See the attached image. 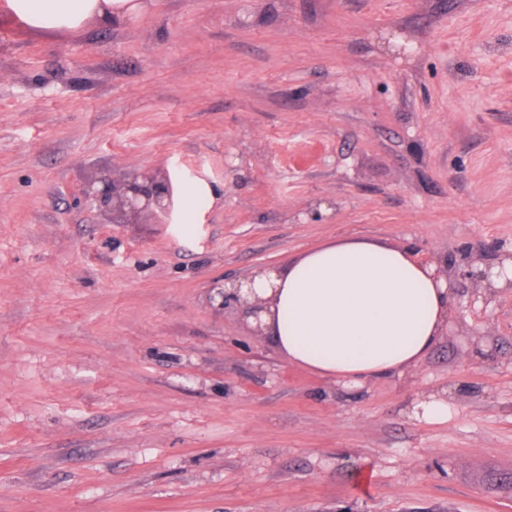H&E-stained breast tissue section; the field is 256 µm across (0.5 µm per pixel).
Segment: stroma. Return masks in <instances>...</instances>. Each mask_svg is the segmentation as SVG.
Returning a JSON list of instances; mask_svg holds the SVG:
<instances>
[{"mask_svg":"<svg viewBox=\"0 0 512 512\" xmlns=\"http://www.w3.org/2000/svg\"><path fill=\"white\" fill-rule=\"evenodd\" d=\"M148 167L211 185L199 223H105L90 176ZM359 239L451 288L360 393L208 302ZM511 254L512 0L0 5V512H512V288L466 275ZM11 8L36 27L78 29L90 17L106 23L143 11L137 0H10Z\"/></svg>","mask_w":512,"mask_h":512,"instance_id":"35a3bbf8","label":"stroma"}]
</instances>
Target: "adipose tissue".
<instances>
[{
    "label": "adipose tissue",
    "instance_id": "1",
    "mask_svg": "<svg viewBox=\"0 0 512 512\" xmlns=\"http://www.w3.org/2000/svg\"><path fill=\"white\" fill-rule=\"evenodd\" d=\"M36 27L80 28L143 11L141 0H10ZM263 330L291 364L354 390L403 374L435 345L450 288L435 266L371 240L331 243L260 271Z\"/></svg>",
    "mask_w": 512,
    "mask_h": 512
}]
</instances>
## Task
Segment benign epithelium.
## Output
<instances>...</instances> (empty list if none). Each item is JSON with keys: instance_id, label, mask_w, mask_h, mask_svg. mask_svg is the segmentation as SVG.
<instances>
[{"instance_id": "benign-epithelium-1", "label": "benign epithelium", "mask_w": 512, "mask_h": 512, "mask_svg": "<svg viewBox=\"0 0 512 512\" xmlns=\"http://www.w3.org/2000/svg\"><path fill=\"white\" fill-rule=\"evenodd\" d=\"M92 194L99 207L115 224L134 221L143 215L158 219L161 224L171 223V214L175 208V192L170 174L158 173L146 168L124 179H114L110 175H99L91 184ZM247 277L227 278L212 288L210 304L216 311L225 309V305H235L246 314L258 315L265 301L256 297L253 302L240 297L235 291L239 283Z\"/></svg>"}]
</instances>
